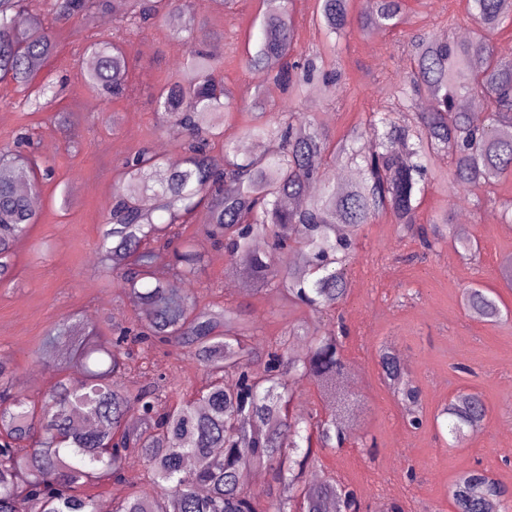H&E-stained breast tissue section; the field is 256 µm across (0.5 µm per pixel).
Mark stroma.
<instances>
[{"instance_id": "stroma-1", "label": "stroma", "mask_w": 512, "mask_h": 512, "mask_svg": "<svg viewBox=\"0 0 512 512\" xmlns=\"http://www.w3.org/2000/svg\"><path fill=\"white\" fill-rule=\"evenodd\" d=\"M192 7L205 22L194 33L196 43L207 42L212 32L224 35V80L235 94L224 127L227 135L239 136L250 120V96L260 85L255 74H242L240 61L248 33L258 28L263 2L237 0L221 11L213 0H192ZM39 9L56 41L54 55L37 75L57 84L52 112L27 111L14 85L0 83V149L28 131L31 152L40 166L52 170L39 194V222L16 247L10 285L0 287V354L11 358L19 385L37 398L58 377L39 355L55 324L88 315L108 331L144 316L142 305L131 304L127 293L113 288L99 271L96 245L126 157L142 149L179 151L159 126L154 96L176 75L187 50L173 35L172 18L131 32L125 20L109 13L88 25L78 18L54 22L49 0H39ZM116 29L125 33L131 87L129 98L108 103L85 88L80 73L88 43ZM475 29L466 0H404L398 28L366 37L350 24L324 58L327 67L341 73L335 96L307 94L298 110L341 140L363 127L371 109L385 104L386 78L410 69L406 35L458 36ZM56 112L71 116L70 132L54 122ZM511 200L512 178L478 191L432 184L418 195L416 220L424 225L445 210L467 211L466 234L479 247L470 260L461 258L450 238L423 251L388 215L364 227L349 267L350 292L337 312L324 317L328 323L343 319L347 328L343 359L346 372L358 375L350 388L357 427L344 448L320 453L308 477L335 475L357 489L369 512H383L392 499L401 501L406 512H455L451 486L475 466L512 484V315L488 325L461 304L463 289L478 283L512 312V288L499 276L501 260L512 257V227L501 212L502 203ZM198 246L204 260L187 289L200 302H225L242 310L260 346L295 323L313 320L309 309L288 306L276 293L230 287L222 249L204 240ZM385 344L399 352L422 391V428L407 427L401 405L381 378L378 353ZM135 369L175 376L185 397L206 382L199 364L172 347L161 348ZM464 388L482 396L488 414L476 435L451 448L435 416Z\"/></svg>"}]
</instances>
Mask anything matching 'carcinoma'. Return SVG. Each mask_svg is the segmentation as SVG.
I'll use <instances>...</instances> for the list:
<instances>
[{"mask_svg":"<svg viewBox=\"0 0 512 512\" xmlns=\"http://www.w3.org/2000/svg\"><path fill=\"white\" fill-rule=\"evenodd\" d=\"M29 2L0 0V83L29 92V107L43 112L52 106V87L33 80L54 42L37 14L30 25H18ZM52 2L60 22L77 17L89 23L110 10L145 27L177 12L188 44L200 26L190 0ZM467 9L476 24L467 40L408 37L411 70L390 83V105L369 113L367 153L355 147L358 134L336 144L296 111L322 54L297 48L293 0H266L261 38L242 63L244 72L265 71L286 95L277 105L252 96L254 117L242 136L265 145L256 154L242 156L224 140L230 98L220 76L224 36L213 37L205 50L188 47L179 73L156 95L184 162L168 168L149 150L126 160L97 244L101 271L113 287L141 300L149 316L109 337L88 316L51 328L42 352L62 371L83 366L88 379L72 387L62 378L39 400L19 387L12 361L0 355V512H98L91 489L103 484L120 490L113 512H258L248 490L258 467L273 478L264 512H325L328 501L345 512H364L361 497L335 478L306 480L318 453L342 447L356 428L335 326L292 328L260 355L250 345L254 326L238 310L202 306L191 291L168 287V275L195 278L202 255L194 238H183L169 255L165 276L157 270L161 251L152 243L179 236L176 229L202 207L204 235L224 242V273L241 272L258 292L275 291L291 305L322 313L345 301L356 241L376 216L390 215L426 250L455 235L447 211L427 227L416 223L423 176L442 185L478 186L512 174V60L499 57L493 44L497 31L512 26V7L506 0H467ZM401 14L402 0H365L359 31L368 36L394 29ZM351 18L352 0H318L326 37L342 34ZM87 54L85 85L106 101L124 97L130 72L125 43L98 39ZM416 96L429 101L428 110L412 124L400 122L395 113L409 111ZM464 98L482 100L483 111L461 109ZM343 158L360 177L339 187L326 169ZM36 172L19 152L0 149V285L11 281L15 247L39 220L30 203ZM258 237L271 241L270 250H253ZM463 305L489 324L508 316L498 297L478 285L464 289ZM297 340L306 343L300 352ZM162 346L203 368L207 382L196 397L172 401L178 388L166 376L127 379L135 355ZM378 363L406 416L416 415L410 426L419 428L421 391L407 366L389 349L379 353ZM304 382L326 398L328 415L290 410ZM487 413L477 392L449 399L442 414L452 445L476 432ZM213 448L223 454H212ZM134 458L147 472L135 486L126 479ZM451 496L456 512H487L492 502L512 512V486L481 468L459 475Z\"/></svg>","mask_w":512,"mask_h":512,"instance_id":"carcinoma-1","label":"carcinoma"}]
</instances>
